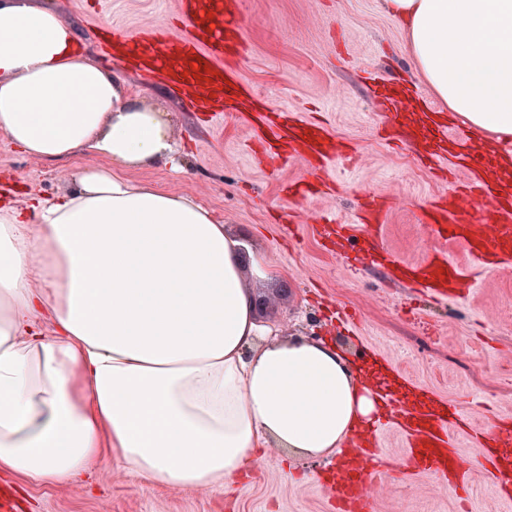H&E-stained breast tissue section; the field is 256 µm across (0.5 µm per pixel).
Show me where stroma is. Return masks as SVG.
Returning <instances> with one entry per match:
<instances>
[{
  "instance_id": "stroma-1",
  "label": "stroma",
  "mask_w": 512,
  "mask_h": 512,
  "mask_svg": "<svg viewBox=\"0 0 512 512\" xmlns=\"http://www.w3.org/2000/svg\"><path fill=\"white\" fill-rule=\"evenodd\" d=\"M54 8L78 34L92 61L115 72L145 103L168 112L181 172L158 165L125 170L126 179L195 198L225 228L261 256L272 276H247L264 302L257 316L282 337H327L356 366L378 362L406 378L420 394L459 404L472 426L488 430L512 418V269L477 266L463 245L431 239L420 217L451 190L407 148L389 144L374 103L370 72L391 76L417 107L438 105L418 73L407 35L386 13L383 0H240L247 51L235 58L241 80L267 112L294 111L324 122L342 145L320 176L299 163L278 170L258 164L245 116L202 114L182 106L174 90L139 77L122 59L98 54L96 33L120 28L137 34L144 25L169 26L176 0H38ZM83 152L46 162L16 149L0 134V179L14 184L17 203L52 199L74 186L77 171L105 165ZM315 177L307 198L287 185ZM385 200V248L405 263L436 254L471 273L464 296L434 301L415 289L389 283L385 269L355 267L327 252L314 237L312 218L358 225L366 198ZM378 450L398 462L378 494L375 512H512L484 474H476L468 501L440 478L402 468V437L390 427ZM308 461L281 448L261 449L248 479L234 492H178L130 472L103 456L92 479L35 484L0 472L18 512H334Z\"/></svg>"
}]
</instances>
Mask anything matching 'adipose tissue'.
Masks as SVG:
<instances>
[{"label": "adipose tissue", "mask_w": 512, "mask_h": 512, "mask_svg": "<svg viewBox=\"0 0 512 512\" xmlns=\"http://www.w3.org/2000/svg\"><path fill=\"white\" fill-rule=\"evenodd\" d=\"M386 7L449 121L512 143V0ZM0 133L47 162L107 161L55 200H0V471L58 483L109 450L173 489L229 492L260 449L326 460L377 424L375 373L257 320L243 273L269 278L261 257L194 198L122 177L178 169L168 114L29 0H0Z\"/></svg>", "instance_id": "obj_1"}]
</instances>
